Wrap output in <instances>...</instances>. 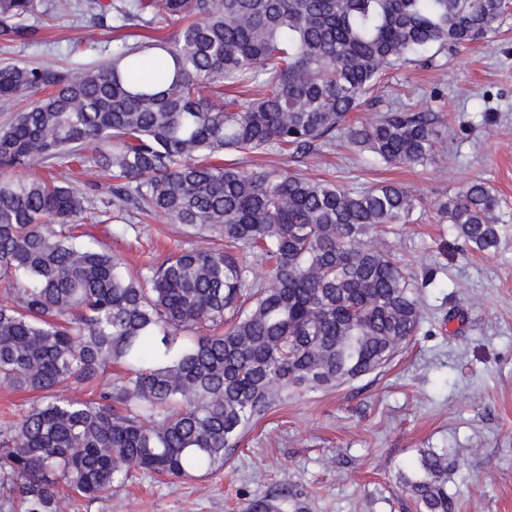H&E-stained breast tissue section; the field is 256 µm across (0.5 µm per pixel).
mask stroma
<instances>
[{
    "instance_id": "35a3bbf8",
    "label": "stroma",
    "mask_w": 512,
    "mask_h": 512,
    "mask_svg": "<svg viewBox=\"0 0 512 512\" xmlns=\"http://www.w3.org/2000/svg\"><path fill=\"white\" fill-rule=\"evenodd\" d=\"M74 0H56L33 44L0 42V67L100 65L115 31L97 29L87 45ZM407 103L444 118L440 159L426 166L366 163L342 139L304 157L288 151L242 157L348 188L381 182L414 192V223L380 235L407 272L437 273L423 299L420 331L381 370L339 387L296 392L277 403L227 450L222 469L185 478L141 474L112 497L82 506L69 494L59 512H246L274 489L301 494L305 512H416L400 481L422 454L446 450L448 490L458 512H512V10L496 38L454 52L431 47L421 62L389 72L352 119ZM480 180L501 200L509 230L497 251L466 247L438 223L434 202ZM99 184L82 216L134 277L160 255L209 240L162 214L127 215L113 233Z\"/></svg>"
}]
</instances>
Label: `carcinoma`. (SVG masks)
I'll return each mask as SVG.
<instances>
[{
	"instance_id": "1",
	"label": "carcinoma",
	"mask_w": 512,
	"mask_h": 512,
	"mask_svg": "<svg viewBox=\"0 0 512 512\" xmlns=\"http://www.w3.org/2000/svg\"><path fill=\"white\" fill-rule=\"evenodd\" d=\"M86 38L112 27L175 36L115 41L103 66L0 68V99L24 110L0 127V385L39 393L0 430V512L86 505L137 474L224 467L251 424L288 390L342 385L387 365L420 330L424 289L373 243L409 224L416 196L395 183L355 190L226 153L290 147L305 156L343 133L384 164L427 165L435 112L395 109L347 123L383 74L428 48L487 38L506 0H78ZM48 0H0V39L32 44ZM157 52L168 65L141 80ZM115 179L113 218L163 213L193 234L136 278L76 218L94 185L19 176L57 161ZM499 199L474 180L434 203L472 248L498 246ZM272 261L250 284L237 250ZM58 387L93 390L89 399ZM406 481L419 512H457L448 457L426 453ZM248 512H303L292 490Z\"/></svg>"
}]
</instances>
